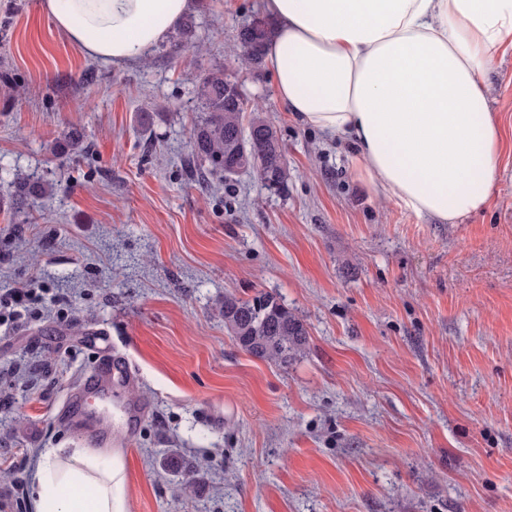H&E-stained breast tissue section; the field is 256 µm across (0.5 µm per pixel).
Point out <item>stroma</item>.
<instances>
[{
    "mask_svg": "<svg viewBox=\"0 0 512 512\" xmlns=\"http://www.w3.org/2000/svg\"><path fill=\"white\" fill-rule=\"evenodd\" d=\"M40 2L0 0V169L54 184L0 194V289L45 290L25 326H0V512H32L40 449L83 438L62 408L99 328L132 366L124 402L150 406L119 450L129 512H512V55L492 75L490 203L440 224L377 194L349 144L242 66L257 0H195V46L126 67ZM216 67L277 128L284 189L187 175L195 85ZM260 290L307 327L288 368L215 308ZM173 450L193 474L162 469Z\"/></svg>",
    "mask_w": 512,
    "mask_h": 512,
    "instance_id": "stroma-1",
    "label": "stroma"
}]
</instances>
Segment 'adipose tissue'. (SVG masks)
<instances>
[{"label":"adipose tissue","instance_id":"1","mask_svg":"<svg viewBox=\"0 0 512 512\" xmlns=\"http://www.w3.org/2000/svg\"><path fill=\"white\" fill-rule=\"evenodd\" d=\"M192 0H41L89 57L145 60ZM265 61L301 125L347 141L358 172L417 218L457 224L485 209L500 136L489 72L512 54V0H259ZM116 452L46 448L34 512H127Z\"/></svg>","mask_w":512,"mask_h":512}]
</instances>
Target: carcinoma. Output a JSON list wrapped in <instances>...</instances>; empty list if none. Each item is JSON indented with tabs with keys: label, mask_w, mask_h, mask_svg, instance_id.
<instances>
[{
	"label": "carcinoma",
	"mask_w": 512,
	"mask_h": 512,
	"mask_svg": "<svg viewBox=\"0 0 512 512\" xmlns=\"http://www.w3.org/2000/svg\"><path fill=\"white\" fill-rule=\"evenodd\" d=\"M255 21L253 27H242L237 38L241 56L259 70L264 63L269 21L262 17ZM193 36L195 25L190 20L171 36V48L185 47ZM196 96L204 112L191 129L189 162L210 175L229 179L249 172L270 189L283 188L287 177L284 149L261 106L248 104L238 84L219 68L200 78ZM217 309L230 336L255 358L286 368L306 344L308 331L302 320L271 292L258 291L248 299L226 294Z\"/></svg>",
	"instance_id": "cac0c4a2"
}]
</instances>
